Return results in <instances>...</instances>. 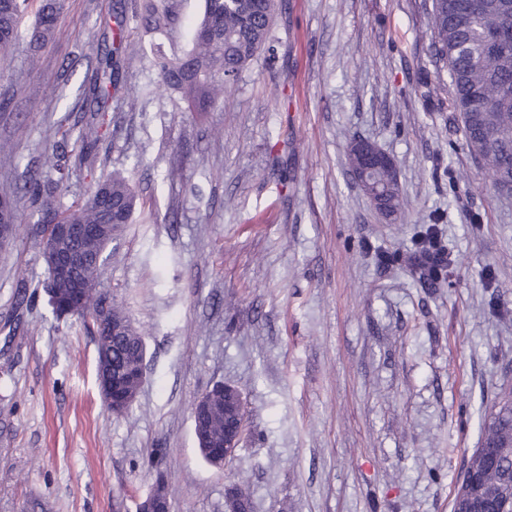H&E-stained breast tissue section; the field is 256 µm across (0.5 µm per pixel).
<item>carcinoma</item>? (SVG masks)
I'll return each instance as SVG.
<instances>
[{
  "mask_svg": "<svg viewBox=\"0 0 512 512\" xmlns=\"http://www.w3.org/2000/svg\"><path fill=\"white\" fill-rule=\"evenodd\" d=\"M30 0H0V50L22 37V20ZM140 9L149 32L163 31L169 10L159 11L155 0H141ZM63 10V0H41L28 32L32 52L52 38ZM275 0H204V11L194 31L192 46L173 57L157 61L161 85L199 108L228 90L239 73L259 54L274 52L270 29ZM116 46L103 53L93 43L96 58L84 87V112L104 111L110 89L116 88L121 62L130 57L124 45L122 20H116ZM430 37L433 62L448 70L453 106L465 130L464 147L479 159L481 174L497 191H512V0H432ZM353 174L366 180L374 207L385 216L398 214L403 206L397 179L384 168L365 169L361 153L349 149ZM64 155L45 156L32 178V193L39 204L38 223L96 224L95 236H76L64 247L83 253L88 263L81 287L64 279L46 284L49 303L58 318L75 317L97 336L98 370L112 368L116 384L112 399L121 402L120 413L129 410L128 392L139 386L146 348L141 334L122 310L109 311L125 321L114 333L100 320V308L110 297L99 288L104 252L132 223L137 195L127 177L114 172L98 180L83 197L62 209L55 196L68 176ZM210 409L194 421L195 436L205 437L220 449L224 444V419L233 413V401L224 397V385L211 389ZM480 444L473 449L463 474L480 477L477 486L467 483L456 490L458 509L472 501L483 512H512V389L501 390L491 412L480 418Z\"/></svg>",
  "mask_w": 512,
  "mask_h": 512,
  "instance_id": "cac0c4a2",
  "label": "carcinoma"
}]
</instances>
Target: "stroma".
Instances as JSON below:
<instances>
[{"instance_id":"35a3bbf8","label":"stroma","mask_w":512,"mask_h":512,"mask_svg":"<svg viewBox=\"0 0 512 512\" xmlns=\"http://www.w3.org/2000/svg\"><path fill=\"white\" fill-rule=\"evenodd\" d=\"M66 0L38 67L0 51V195L20 223L0 251V512H137L164 478L171 512H452L457 481L512 386V194L464 149L448 72L431 60V0H281L260 53L206 111L159 85L202 0ZM121 14L134 49L93 156L57 201L129 177L145 210L113 240L101 288L146 346L129 410H108L94 336L53 314L24 190L95 66L84 42ZM139 95L131 111L124 92ZM396 166L406 207L379 214L350 171L352 139ZM435 224L450 263L424 283L415 241ZM236 387L246 429L222 467L202 457L193 407ZM140 9L148 32H162L171 19V12L167 9L160 12L154 0H142Z\"/></svg>"}]
</instances>
